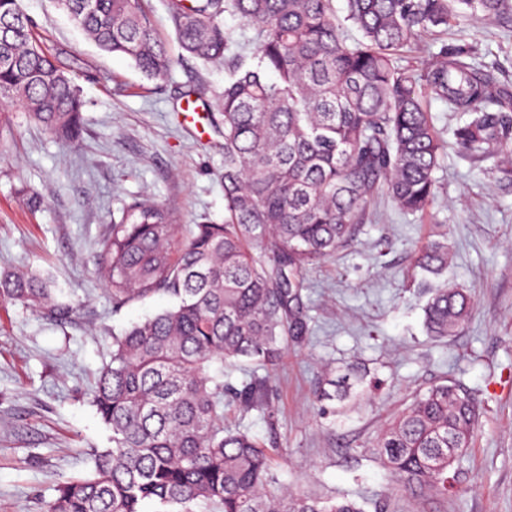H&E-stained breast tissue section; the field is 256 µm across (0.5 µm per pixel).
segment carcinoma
Instances as JSON below:
<instances>
[{
	"mask_svg": "<svg viewBox=\"0 0 512 512\" xmlns=\"http://www.w3.org/2000/svg\"><path fill=\"white\" fill-rule=\"evenodd\" d=\"M103 51L132 59L152 80L173 61L143 0H61ZM180 47L224 64V223L199 224L174 245L172 214L134 197L103 243L112 306L154 294L174 305L112 334V355L93 402L112 432L91 476L63 484L46 512H365L359 502L274 494L280 448L224 428V363L278 362L284 340L302 338L306 266L336 252L373 220L387 193L405 212L437 197L442 144L423 95L468 115L455 129L474 159L512 155V87L464 61L474 48L444 45L422 67L397 59L424 34L467 18L512 22V0H167ZM252 32L237 50L224 16ZM356 28L360 37L347 30ZM0 97L21 105L47 134L79 136L84 102L34 35L21 0H0ZM448 236L416 259L429 298L432 339L454 335L473 311L470 290L448 284ZM67 321L47 279L0 275V297ZM340 403L373 384L354 366L334 383ZM267 379L234 392L242 410L265 409ZM478 406L470 392L438 383L387 420L377 451L390 477L413 496H448V469L470 447Z\"/></svg>",
	"mask_w": 512,
	"mask_h": 512,
	"instance_id": "1",
	"label": "carcinoma"
}]
</instances>
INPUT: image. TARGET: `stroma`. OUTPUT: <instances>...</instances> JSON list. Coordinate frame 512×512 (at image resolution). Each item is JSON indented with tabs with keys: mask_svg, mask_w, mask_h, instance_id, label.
<instances>
[{
	"mask_svg": "<svg viewBox=\"0 0 512 512\" xmlns=\"http://www.w3.org/2000/svg\"><path fill=\"white\" fill-rule=\"evenodd\" d=\"M34 30L84 101L78 141L65 146L16 104L0 103V274L48 273L60 300L77 306L58 325L0 298V512H44L65 482L88 474L112 433L92 403L112 336L172 306L156 294L113 309L101 245L113 217L147 193L178 218L177 240L196 224L224 220L223 117L215 98L224 68L181 50L166 0H146L174 65L148 79L129 58L102 51L57 0H22ZM477 47L475 64L512 85V23L481 21L425 35L401 66L421 67L441 46ZM201 93L207 115L189 124L181 95ZM445 143L424 214L379 197L375 219L353 242L307 267L302 343L268 369L240 362L225 385L267 377V412L224 409V424L285 449L278 480L299 494L347 497L387 512H512V177L495 160L474 162L455 146L465 120L433 100ZM448 234V282L471 289L474 309L458 332L431 341L427 297L413 277L436 227ZM356 366L378 386L359 404L319 399L326 379ZM460 384L480 405L472 444L452 473L464 493L416 499L398 490L373 450L388 416L418 390Z\"/></svg>",
	"mask_w": 512,
	"mask_h": 512,
	"instance_id": "1",
	"label": "stroma"
}]
</instances>
